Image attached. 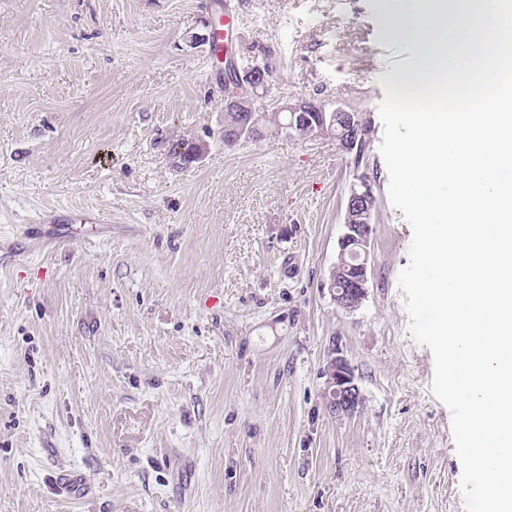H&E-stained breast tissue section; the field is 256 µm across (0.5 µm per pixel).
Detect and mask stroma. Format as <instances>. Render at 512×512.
Masks as SVG:
<instances>
[{
  "mask_svg": "<svg viewBox=\"0 0 512 512\" xmlns=\"http://www.w3.org/2000/svg\"><path fill=\"white\" fill-rule=\"evenodd\" d=\"M209 2L0 0V512H465L379 152L380 82L414 46L380 0H223L274 95L371 121L372 270L346 312L326 283L357 171L330 137L225 147ZM181 138L207 157L174 167ZM47 207L71 221L36 252ZM338 354L365 398L349 418L323 398Z\"/></svg>",
  "mask_w": 512,
  "mask_h": 512,
  "instance_id": "35a3bbf8",
  "label": "stroma"
}]
</instances>
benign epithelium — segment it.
Listing matches in <instances>:
<instances>
[{
    "instance_id": "benign-epithelium-1",
    "label": "benign epithelium",
    "mask_w": 512,
    "mask_h": 512,
    "mask_svg": "<svg viewBox=\"0 0 512 512\" xmlns=\"http://www.w3.org/2000/svg\"><path fill=\"white\" fill-rule=\"evenodd\" d=\"M273 72L261 66L247 73L227 69L224 81V111L236 112V128L224 137V145L232 146L251 136L260 120L268 113H288V128L305 129L311 136L336 139L341 152L352 162L361 159L366 141L358 119L359 109L336 98L322 100L307 97H280L269 93ZM375 184L365 173L350 185L344 207L343 233L332 271L352 268L353 277L341 287L331 278L328 288L336 305L346 311L358 309L367 294L371 273L372 224L377 217ZM324 399L329 411L338 417L359 412L364 397L353 369L341 356L330 359L325 370Z\"/></svg>"
}]
</instances>
